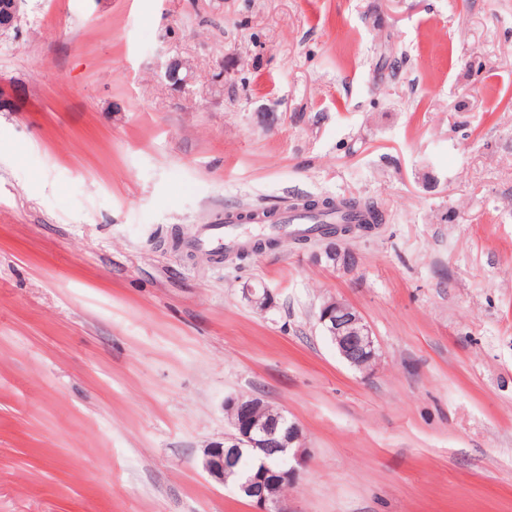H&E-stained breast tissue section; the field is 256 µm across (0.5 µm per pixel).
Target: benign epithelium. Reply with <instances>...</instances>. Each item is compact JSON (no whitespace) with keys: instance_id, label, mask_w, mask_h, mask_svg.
Returning a JSON list of instances; mask_svg holds the SVG:
<instances>
[{"instance_id":"7a95c632","label":"benign epithelium","mask_w":512,"mask_h":512,"mask_svg":"<svg viewBox=\"0 0 512 512\" xmlns=\"http://www.w3.org/2000/svg\"><path fill=\"white\" fill-rule=\"evenodd\" d=\"M25 0H0V30L8 31L20 21ZM183 64L171 59L164 65V78L174 87L187 84L190 74L180 75ZM340 237L328 241L323 256L328 265L344 270L355 266L351 254L342 249ZM245 298L261 311L267 309L271 296L267 289L244 290ZM319 323L335 345L339 355L351 366L368 370L379 360V351L371 328L361 313L349 303L334 299L332 308H320ZM264 409V402L253 396L230 397L224 403V410L230 417L233 433L224 438V445L204 450L201 461L203 469L220 483L228 484L236 474L240 453L244 448H254L261 453L275 448L288 459L285 470H268L245 482L234 484L237 493L260 506V512H288L281 490L285 481L296 479L299 468L305 462L302 431L292 423L285 425L283 413L271 416L257 425L253 418Z\"/></svg>"}]
</instances>
